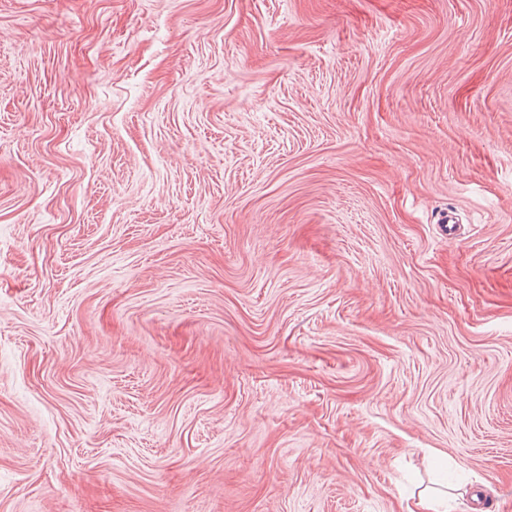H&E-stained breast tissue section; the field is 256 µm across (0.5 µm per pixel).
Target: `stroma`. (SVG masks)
<instances>
[{"mask_svg": "<svg viewBox=\"0 0 512 512\" xmlns=\"http://www.w3.org/2000/svg\"><path fill=\"white\" fill-rule=\"evenodd\" d=\"M458 484L512 512V0H0V512Z\"/></svg>", "mask_w": 512, "mask_h": 512, "instance_id": "obj_1", "label": "stroma"}]
</instances>
